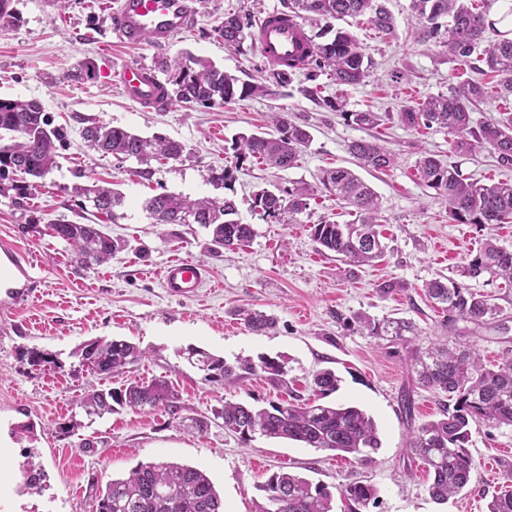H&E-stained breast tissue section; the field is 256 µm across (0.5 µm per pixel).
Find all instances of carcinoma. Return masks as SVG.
<instances>
[{
    "label": "carcinoma",
    "mask_w": 512,
    "mask_h": 512,
    "mask_svg": "<svg viewBox=\"0 0 512 512\" xmlns=\"http://www.w3.org/2000/svg\"><path fill=\"white\" fill-rule=\"evenodd\" d=\"M286 12L314 29L307 41L313 50L304 69L313 78L312 68L326 71L338 86H352L365 81L372 68L371 60L357 45L353 35L345 30H333L331 20L366 16L377 29L388 34L394 31V20L385 7V0H283ZM412 10L418 20L415 34L423 41L439 40L448 55L470 68L479 79L467 80L453 88L450 95L429 96L413 105H405L398 119L407 127L437 125L448 130L452 149L469 154L478 148L492 151L497 166L512 168V114L499 119L474 123L472 112L486 96L482 77L496 79L499 90L512 96V38L501 36L498 41L482 46L486 30L495 29L488 12L478 11L471 0H412ZM251 19L232 13L224 17L220 36L224 45L238 48L251 36ZM331 41L319 42L328 33ZM159 68L168 74L167 94L184 104L202 106L223 105L237 98L263 96L270 86L288 84L299 74L295 63L273 67L268 76L254 83L237 84V79L206 58L180 56L162 61ZM329 107L361 128L382 124L376 112H349L338 99ZM271 124L275 133L258 132L235 139V165L256 161L271 168L290 169L297 165L302 149L310 141L309 132L288 118L286 112H274ZM87 146L102 154L117 158H134L146 162L151 157L178 160L183 143L162 136L144 138L110 123L93 122L82 130ZM65 132L50 127L41 104L36 101L0 98V196L11 202L27 205L34 185H17L10 176L21 174L42 178L57 167V143ZM350 153L365 168L384 171L396 162L380 139L354 140ZM416 170L425 185L437 192L448 207V216L459 224H511L512 181L483 185L463 177L458 167L433 154H423L416 160ZM319 183L329 195L353 208L356 218L348 224L323 221L312 227V237L323 249L336 253L346 265L362 266L384 253V236L378 230L380 202L377 193L358 175L347 168L322 171ZM71 193L79 198L82 212L93 216L116 218L115 209L122 205V196L113 189L94 183L75 185ZM314 189L295 185L277 194L262 190L255 194L253 208L262 216L282 224L293 215L309 208ZM144 209L155 224H199L209 231V250L233 248L248 242L253 236L249 224L234 218L235 204L230 199L191 200L182 195L162 193L144 202ZM52 237L68 245L75 260L89 268L101 265L123 251L126 244L114 239L96 224L57 221L47 225ZM459 275L478 279H502L512 286V250L491 240L467 253ZM424 291L446 313L442 323L444 338L434 347L412 354L417 384L447 399L439 418L427 421L409 433V448L429 472L428 492L432 499L445 503L469 483L476 464L466 448L471 437L470 423L485 421L499 427H512V358L504 356L492 368L482 364L476 349L461 338L474 331L492 327L501 336L512 332V315L491 297L473 291L454 278L432 279ZM245 321L257 333L273 326L266 313L253 310ZM355 322L366 334L389 342H409L416 335V325L404 319L377 321L367 315H355ZM72 355L81 366L102 375L123 373L144 357L131 342L112 339L89 340ZM188 361L202 370L213 372L216 379L229 380L240 369L248 373L262 371L271 380L285 375V362L265 356L255 363L239 361L234 367L224 359L199 350L188 351ZM315 389L323 394L337 390L338 379L330 370L313 377ZM174 395L162 381L144 383L130 381L119 389L94 390L86 394L82 408L88 417L102 418L122 407H174ZM224 422V428L248 443L257 433L273 439H287L309 448L337 455L351 454L358 462L372 460L380 448L373 419L356 406L321 404L310 400L286 401L268 408L247 407L226 401L214 413ZM23 485L34 489L44 478L41 468L28 461L22 465ZM262 490L264 501L255 512H333L332 493L328 487L289 471L272 473ZM340 496L355 505L353 512H362L376 489L362 481H352L339 489ZM97 512H224V504L209 476L201 469L168 461L142 463L124 479L107 483L99 496ZM487 512H512V492L492 497Z\"/></svg>",
    "instance_id": "1"
}]
</instances>
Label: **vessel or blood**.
I'll use <instances>...</instances> for the list:
<instances>
[{
    "label": "vessel or blood",
    "mask_w": 512,
    "mask_h": 512,
    "mask_svg": "<svg viewBox=\"0 0 512 512\" xmlns=\"http://www.w3.org/2000/svg\"><path fill=\"white\" fill-rule=\"evenodd\" d=\"M197 20L194 0H117L111 18L112 36L129 46L147 43L166 46L178 34L191 29ZM303 25L287 15L273 11L257 25V44L263 58L272 65L297 55ZM119 80L127 98L147 108L165 109L169 98L154 71L142 63L122 68ZM31 265L14 248L0 247V305L20 304L24 293L20 281L30 280ZM206 267L198 261L174 259L161 273L166 292L173 297L197 296L205 282Z\"/></svg>",
    "instance_id": "obj_1"
}]
</instances>
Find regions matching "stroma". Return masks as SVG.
Here are the masks:
<instances>
[{"instance_id": "stroma-1", "label": "stroma", "mask_w": 512, "mask_h": 512, "mask_svg": "<svg viewBox=\"0 0 512 512\" xmlns=\"http://www.w3.org/2000/svg\"><path fill=\"white\" fill-rule=\"evenodd\" d=\"M113 2L69 0L63 8L58 0H13L20 20L0 29V97L39 101L54 125L67 132L57 168L27 208L0 197V244L31 261L35 277L27 301L0 314V512H97L107 482L152 460L205 471L224 512H254L262 498L260 484L282 469L334 492L355 479L373 485L377 499L367 512H486L493 495L512 491V427L472 424L467 447L477 468L468 486L444 504L431 499L427 469L407 443L410 431L436 418L443 406L440 395L416 385L408 360L409 349L426 350L444 336L443 314L426 297L425 282L456 277L465 255L483 239L512 250V224L456 223L420 180L415 162L427 151L483 184L512 181V169L497 167L485 148L457 155L447 130L413 129L396 117L402 106L424 96L449 94L471 70L461 69L438 43L416 40L411 0H386L395 34L379 32L363 16L343 24L374 62L362 84L339 87L322 71L313 79L298 75L265 97L212 108L174 101L165 111L152 112L126 98L115 76L122 65L154 67L188 51L213 60L239 81H254L270 69L257 44L249 39L240 48L226 47L219 28L227 14L257 21L281 9L282 0H203L196 26L161 48L114 42L108 29ZM87 62L95 79L80 76ZM339 97L348 111L372 110L386 119L377 128H359L330 108V100ZM274 112L287 113L311 135L297 165L278 170L247 162L235 168L234 138L271 131ZM98 121L180 141L183 157L144 167L133 158L100 156L81 136L84 127ZM375 136L397 156L384 171L360 167L348 151L351 141ZM227 166L235 169L233 181L214 185L210 171ZM336 167L355 171L381 200L387 250L370 264L345 265L311 236L312 225L320 221L353 219L349 208L317 187L322 169ZM95 178L115 183L124 196L119 219L103 230L127 240L128 248L111 262L85 269L47 226L77 220V200L66 188ZM297 181L317 191L293 223L265 220L254 210L258 191L284 190ZM160 193L230 198L254 237L240 248L208 252L209 235L199 225L152 223L142 205ZM173 258L206 266L199 297L178 299L164 291L160 272ZM387 280L401 282L402 290L380 294L378 286ZM251 309L273 317V328L262 334L250 330L241 313ZM359 313L412 321L417 334L405 346L378 343L359 329ZM97 337L129 340L146 358L122 374H94L79 367L71 353ZM191 346L230 364L262 355L284 357L285 381L276 384L263 373L244 371L213 380L187 361ZM325 369L339 379L329 402L358 406L376 424L381 446L368 463L260 434L245 444L213 417L228 400L266 407L311 397V378ZM134 379L167 381L178 396L176 409L127 407L87 420L80 402L88 390L117 388ZM196 419L207 421L204 431L192 429ZM64 426L70 434H61ZM29 451L48 474L38 494L21 490V466Z\"/></svg>"}]
</instances>
